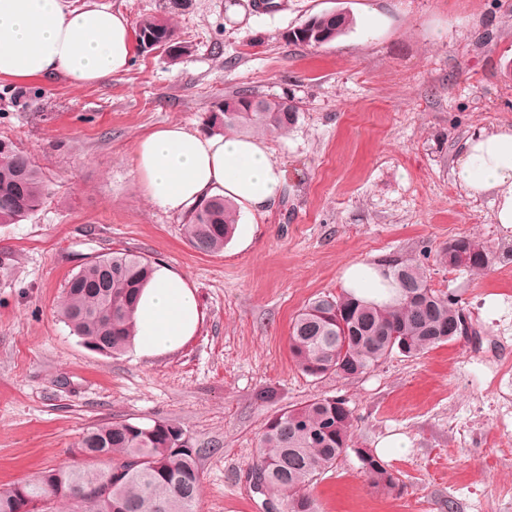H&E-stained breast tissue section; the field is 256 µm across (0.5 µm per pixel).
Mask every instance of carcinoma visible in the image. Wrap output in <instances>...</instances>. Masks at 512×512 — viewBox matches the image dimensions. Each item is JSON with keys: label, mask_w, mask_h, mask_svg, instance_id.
I'll return each mask as SVG.
<instances>
[{"label": "carcinoma", "mask_w": 512, "mask_h": 512, "mask_svg": "<svg viewBox=\"0 0 512 512\" xmlns=\"http://www.w3.org/2000/svg\"><path fill=\"white\" fill-rule=\"evenodd\" d=\"M349 23L343 13H323L289 32L288 39L319 47ZM135 35L147 51L175 38L163 16L140 19ZM217 111L227 129L283 132L297 120L296 106L288 97H260L247 90L222 100ZM47 194L32 156L0 139V224L28 218ZM235 223L233 205L215 196L197 205L185 230L195 249L216 253L232 238ZM509 259L512 245L467 236L448 241V268L453 270L485 271ZM152 272V263L131 251L98 256L69 278L59 314L84 344H101L110 355H119L132 344L133 312ZM391 275L398 292L393 305L367 303L345 290L318 295L299 311L289 349L302 374L357 378L394 353L417 358L463 338L466 317L455 294L430 288L424 270L413 262L391 265ZM338 403L347 405L342 398L315 397L281 409L265 425L251 477L256 486L286 494V512H317L308 487L350 448L354 415L349 408H337ZM175 430L164 420L94 425L77 442L86 455L82 465L49 469L0 490V512H16L20 491L32 498L68 502L75 512H195L204 449H175ZM361 469L374 489L402 488L387 486L381 468L363 464Z\"/></svg>", "instance_id": "1"}]
</instances>
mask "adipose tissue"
Listing matches in <instances>:
<instances>
[{
    "instance_id": "ef3b65f1",
    "label": "adipose tissue",
    "mask_w": 512,
    "mask_h": 512,
    "mask_svg": "<svg viewBox=\"0 0 512 512\" xmlns=\"http://www.w3.org/2000/svg\"><path fill=\"white\" fill-rule=\"evenodd\" d=\"M132 55L133 29L122 12L75 8L69 0H0V80L60 73L76 84L97 86L126 72ZM134 162L148 200L169 211H184L214 195L262 210L277 199L283 181L259 140L234 133L204 136L176 123L142 135ZM454 174L469 196L492 194L496 223L512 228V127L483 128L469 136ZM340 279L344 289L366 302L389 305L397 299L385 266L354 262ZM202 319L185 277L158 268L134 312L137 354L179 349Z\"/></svg>"
}]
</instances>
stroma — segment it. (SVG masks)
I'll return each mask as SVG.
<instances>
[{
    "instance_id": "35a3bbf8",
    "label": "stroma",
    "mask_w": 512,
    "mask_h": 512,
    "mask_svg": "<svg viewBox=\"0 0 512 512\" xmlns=\"http://www.w3.org/2000/svg\"><path fill=\"white\" fill-rule=\"evenodd\" d=\"M254 2L187 0L170 16L192 51L175 64L138 50L101 86L0 80V139L50 188L35 214L0 224V487L79 464L89 426L161 419L202 451L197 512L280 510L282 492L250 484L259 437L281 408L326 395L355 420L351 451L309 488L318 512H512V262L458 271L446 251L459 236L512 244L492 196H468L453 174L474 131L512 125V0ZM325 12L347 14L349 28L319 47L289 43ZM243 89L297 107L288 131L261 135L285 182L203 254L186 213L147 200L133 149L170 123L212 133L215 104ZM118 249L195 289L203 321L179 351L103 355L59 317L66 281ZM394 259L459 295L475 336L355 379L303 375L289 352L299 310L341 294L344 265ZM393 436L403 447H386ZM360 448L377 451L401 493L369 486Z\"/></svg>"
}]
</instances>
